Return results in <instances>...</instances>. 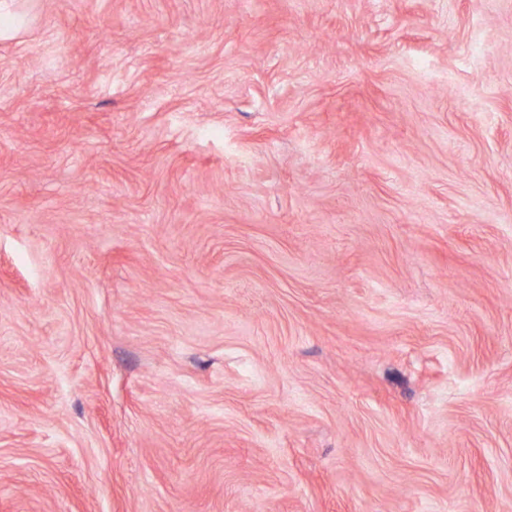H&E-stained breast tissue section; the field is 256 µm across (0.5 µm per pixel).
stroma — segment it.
Here are the masks:
<instances>
[{
	"instance_id": "1",
	"label": "stroma",
	"mask_w": 512,
	"mask_h": 512,
	"mask_svg": "<svg viewBox=\"0 0 512 512\" xmlns=\"http://www.w3.org/2000/svg\"><path fill=\"white\" fill-rule=\"evenodd\" d=\"M0 512H512V0H13Z\"/></svg>"
}]
</instances>
